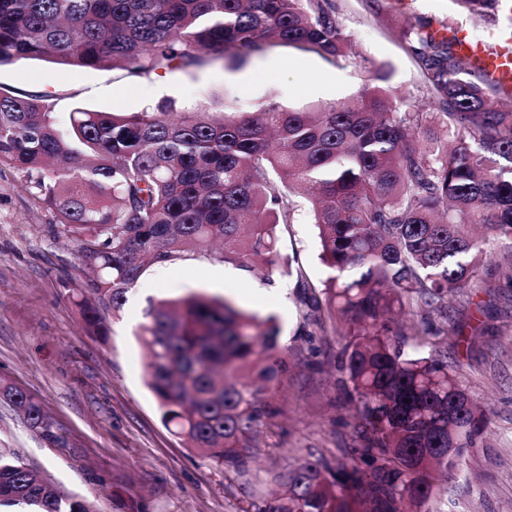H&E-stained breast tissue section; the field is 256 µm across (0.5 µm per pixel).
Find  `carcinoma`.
Instances as JSON below:
<instances>
[{
	"label": "carcinoma",
	"instance_id": "obj_1",
	"mask_svg": "<svg viewBox=\"0 0 512 512\" xmlns=\"http://www.w3.org/2000/svg\"><path fill=\"white\" fill-rule=\"evenodd\" d=\"M471 15L509 0H453ZM434 112L412 110L376 70L352 101L286 110L269 100L222 114L165 101L140 112L76 103L61 119L49 94L0 90V165L27 178L76 244L88 332L155 264L209 254L267 277L293 270L277 251L302 199L336 275L313 295L312 324L342 336L338 367L355 444L270 471L264 512H405L453 482L489 411L472 401L448 354L405 350L428 334L443 299L469 302L486 279L512 288V94L475 70L452 40L407 26ZM277 45L338 67L348 37L330 0H0V66L19 59L165 75L233 66ZM507 243L499 254L492 243ZM424 311L392 330L386 314ZM275 317L191 291L150 306L140 326L148 386L183 446L244 477L242 449L274 416L288 366ZM29 429L59 441L31 395L0 382ZM90 512L14 451L0 449V506Z\"/></svg>",
	"mask_w": 512,
	"mask_h": 512
}]
</instances>
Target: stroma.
<instances>
[{
  "instance_id": "stroma-1",
  "label": "stroma",
  "mask_w": 512,
  "mask_h": 512,
  "mask_svg": "<svg viewBox=\"0 0 512 512\" xmlns=\"http://www.w3.org/2000/svg\"><path fill=\"white\" fill-rule=\"evenodd\" d=\"M331 2L352 44L353 58L344 67L286 46L269 48L237 68L218 61L161 77L22 59L0 66V87L53 93L61 115L77 102L138 112L167 98L180 106L203 99L218 110L231 99L242 112L272 99L299 110L347 101L372 71L383 69L398 96L429 112L431 99L400 22L461 28L488 43L512 37V12L479 18L456 11L451 0H409L405 6L384 0L379 13L367 0ZM266 67L273 77L257 79ZM142 85L152 86L153 94H140ZM278 251L297 259L310 284L324 287L331 271L319 257L317 231L306 212L282 227ZM84 279L74 245L59 233L53 213L19 172L1 167L0 381L36 398L60 440L33 434L0 400V448L19 450L61 492L88 502L93 512H260L274 492L265 473L271 463L286 465L309 452L338 456L351 446L353 411L336 367L341 338L329 327L305 334L307 309L296 277L267 278L206 256L153 266L119 311L106 312L103 337L87 333L76 304ZM191 291L226 295L241 308L276 316L282 344L294 351L272 399L275 415L247 450L253 463L245 479L184 448L163 425L146 383L137 339L145 313L151 303ZM432 322L434 332L409 337L408 346L447 352L458 363L463 386L491 414L459 479L444 485L428 508L512 512V288L477 289L469 306L450 299L446 315H433ZM477 322L483 333H468V325ZM453 324L465 326V333L453 335Z\"/></svg>"
}]
</instances>
